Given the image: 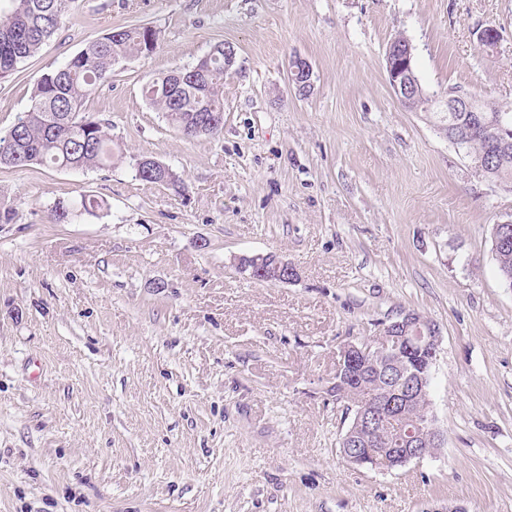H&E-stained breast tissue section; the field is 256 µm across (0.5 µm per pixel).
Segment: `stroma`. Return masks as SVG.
<instances>
[{"mask_svg":"<svg viewBox=\"0 0 512 512\" xmlns=\"http://www.w3.org/2000/svg\"><path fill=\"white\" fill-rule=\"evenodd\" d=\"M143 24L156 49L83 104L112 126L111 165L0 168V512H512V288L491 236L512 191L441 117L451 88L512 105V0H73L0 80V129L43 74ZM399 35L427 111L387 82ZM219 42L237 54L224 130L188 140L141 86ZM295 56L313 68L306 96ZM144 156L185 191L140 180ZM83 194L104 200L98 216L56 223L55 203ZM269 252L298 281L236 270ZM407 311L441 331L429 399L444 445L356 469L327 392L337 352Z\"/></svg>","mask_w":512,"mask_h":512,"instance_id":"1","label":"stroma"}]
</instances>
